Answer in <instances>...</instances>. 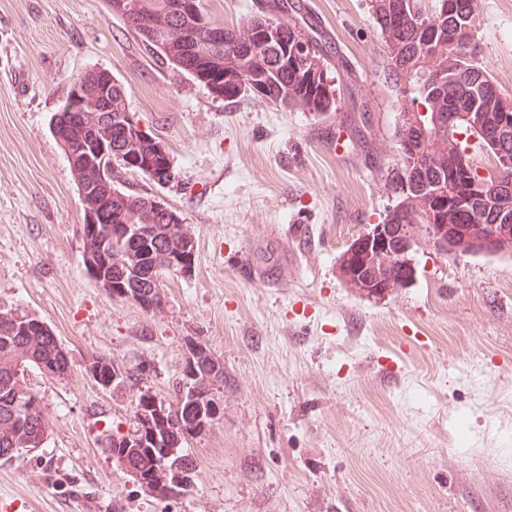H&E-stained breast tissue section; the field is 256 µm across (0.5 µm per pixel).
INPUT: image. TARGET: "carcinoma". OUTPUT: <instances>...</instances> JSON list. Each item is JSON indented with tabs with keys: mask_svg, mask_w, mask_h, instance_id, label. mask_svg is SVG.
<instances>
[{
	"mask_svg": "<svg viewBox=\"0 0 512 512\" xmlns=\"http://www.w3.org/2000/svg\"><path fill=\"white\" fill-rule=\"evenodd\" d=\"M382 40L380 64L408 104L402 107L395 128L398 162L404 171L419 170L425 180L448 186V194L399 192V200L389 209L383 223L405 224L409 232L418 228L431 233L420 216L433 217L446 225L448 239L471 243L479 252L482 241L497 222V206L512 207V183L493 175L482 177L470 165L466 148L458 136L475 137L500 160H512V98L504 96L479 63L475 37L476 0H368ZM132 12L125 18L143 48L191 76L214 97L221 99L252 96L283 109H300L323 115L337 110L339 98L329 76L328 46L314 42L311 55L303 58L294 48L311 38L288 20V6L269 2V13L255 14L242 28H224V49L203 46L201 33L213 23L201 0L197 12L174 15L168 0H128ZM127 112L126 94L120 83L112 84V156L123 149L129 136L121 116ZM443 121L453 117L451 131H441L433 116ZM161 141L143 134L138 141L136 161L141 173L156 184L170 182L167 165L170 155L157 153ZM120 171L104 178L100 167L85 168V184L105 201V224L83 225L84 245L103 280L146 312L161 308L157 284L172 264H195V246L187 243L188 231L169 224L154 210L155 198L128 194L116 188ZM474 177L486 184V194L494 198L491 207L481 206L459 193L457 185ZM139 224V237L127 233V226ZM138 268L134 276L123 262ZM94 379L106 387L113 374L123 367L103 355L91 357ZM61 378L70 372L68 352L58 344L51 328L40 317L21 315L17 320L0 313V458L9 461L22 451L44 444L49 423L39 398L29 393L27 402L15 404L16 390L26 385L25 372ZM184 376L191 380L195 394L185 402L163 403L146 393L135 404L133 432L108 433L101 448L108 456L123 458V467L157 486L155 498L169 501L185 495L189 488L167 486L168 461L164 449L174 448L187 462L196 465L184 452L190 440L206 434L220 420L223 408L215 399L224 387V364L204 344L190 352ZM158 443L149 441V436Z\"/></svg>",
	"mask_w": 512,
	"mask_h": 512,
	"instance_id": "obj_1",
	"label": "carcinoma"
}]
</instances>
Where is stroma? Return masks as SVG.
<instances>
[{"label":"stroma","mask_w":512,"mask_h":512,"mask_svg":"<svg viewBox=\"0 0 512 512\" xmlns=\"http://www.w3.org/2000/svg\"><path fill=\"white\" fill-rule=\"evenodd\" d=\"M288 4L355 90L335 112L213 97L105 0H0V312L44 319L70 361L66 377H26L49 434L0 460V512H512V254L445 253L418 229L412 281L382 298L346 287L340 254L398 200L404 100L377 66L368 0ZM476 17L480 63L512 97V0H477ZM93 68L173 160L168 184L128 172L118 189L162 199L194 238L192 274H166L154 312L83 264L50 118ZM192 342L224 364L223 415L189 442L190 491L162 502L100 442L131 430L139 393L173 400ZM94 354L136 385L101 389Z\"/></svg>","instance_id":"obj_1"}]
</instances>
